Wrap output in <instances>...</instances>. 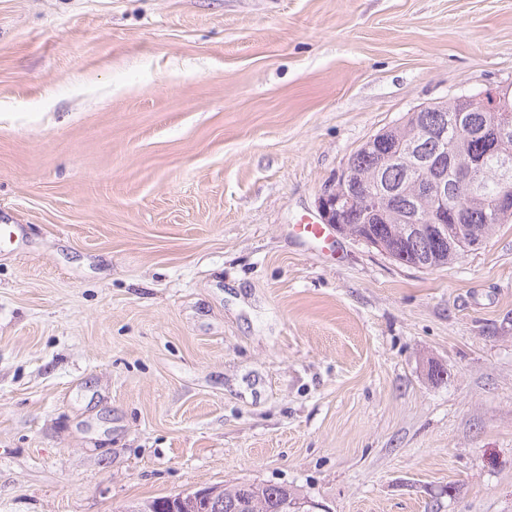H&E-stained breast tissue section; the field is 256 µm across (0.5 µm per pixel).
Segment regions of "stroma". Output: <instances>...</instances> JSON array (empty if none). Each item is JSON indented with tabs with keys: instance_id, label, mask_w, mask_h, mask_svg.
I'll return each instance as SVG.
<instances>
[{
	"instance_id": "stroma-1",
	"label": "stroma",
	"mask_w": 512,
	"mask_h": 512,
	"mask_svg": "<svg viewBox=\"0 0 512 512\" xmlns=\"http://www.w3.org/2000/svg\"><path fill=\"white\" fill-rule=\"evenodd\" d=\"M509 82L512 0H0V512H512V223L432 271L297 229ZM239 485V483L227 486L224 485V487L221 486H211L209 488H201L197 489L189 496L188 499L194 500V502H197L198 500L203 501H214V493L215 490L210 489H218L222 493L221 498L217 499L218 503H220V512H238V495L235 488ZM251 486L252 508L249 512H291L289 505L294 500L291 505L294 512H330L322 503L304 498L288 485L254 483Z\"/></svg>"
}]
</instances>
